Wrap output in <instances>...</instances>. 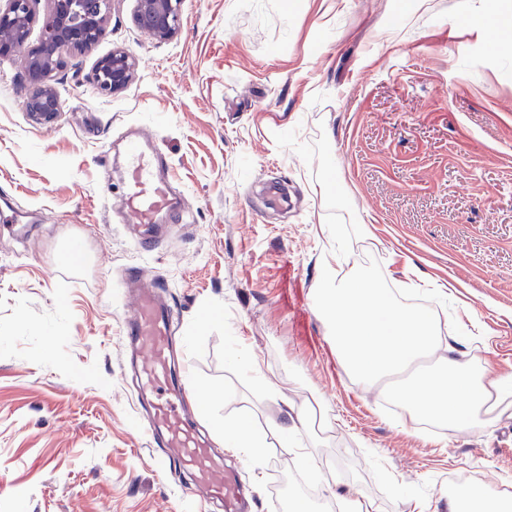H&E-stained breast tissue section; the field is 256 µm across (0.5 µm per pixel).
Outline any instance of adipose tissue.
Instances as JSON below:
<instances>
[{"instance_id":"obj_1","label":"adipose tissue","mask_w":512,"mask_h":512,"mask_svg":"<svg viewBox=\"0 0 512 512\" xmlns=\"http://www.w3.org/2000/svg\"><path fill=\"white\" fill-rule=\"evenodd\" d=\"M336 356L359 382L408 374L394 393L411 420L432 417L449 434L477 432L512 406V370L472 363L426 314L401 304L381 279L337 264L321 290ZM431 366L419 370L420 361ZM448 512H512V491L477 480L448 491Z\"/></svg>"}]
</instances>
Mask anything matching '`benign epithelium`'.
I'll use <instances>...</instances> for the list:
<instances>
[{
    "mask_svg": "<svg viewBox=\"0 0 512 512\" xmlns=\"http://www.w3.org/2000/svg\"><path fill=\"white\" fill-rule=\"evenodd\" d=\"M0 6V63L27 50V79L34 91L27 111L45 119L62 112L59 91L50 83L52 73L65 65V55L94 46L112 15V0H48L46 13L39 17L32 0H4ZM182 0H133L132 18L137 27L149 31L159 42L178 33ZM39 26L38 43L27 47L29 34ZM135 69L133 58L115 49L97 62L93 81L102 94L124 90Z\"/></svg>",
    "mask_w": 512,
    "mask_h": 512,
    "instance_id": "1",
    "label": "benign epithelium"
}]
</instances>
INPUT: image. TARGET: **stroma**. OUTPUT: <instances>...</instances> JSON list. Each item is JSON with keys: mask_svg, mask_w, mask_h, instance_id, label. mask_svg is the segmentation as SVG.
I'll use <instances>...</instances> for the list:
<instances>
[{"mask_svg": "<svg viewBox=\"0 0 512 512\" xmlns=\"http://www.w3.org/2000/svg\"><path fill=\"white\" fill-rule=\"evenodd\" d=\"M499 2L184 0L161 43L114 0L96 46L55 74L49 127L25 109L23 57L0 65V195L26 213L0 211V512H222L158 472L120 337L129 264L162 276L185 390L206 393L200 424L253 512H280L285 469L325 512L350 492L374 512H448L466 475L512 479V417L449 441L415 430L337 360L318 304L337 255L393 290L413 279L418 300L449 283L470 310L455 326L468 357L512 366V25L495 43L481 31ZM118 47L135 77L98 95L96 63ZM137 128L191 218L148 253L119 221ZM288 402L312 420L285 436ZM236 419L261 453L225 447Z\"/></svg>", "mask_w": 512, "mask_h": 512, "instance_id": "1", "label": "stroma"}]
</instances>
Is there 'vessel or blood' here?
<instances>
[{
	"label": "vessel or blood",
	"instance_id": "1",
	"mask_svg": "<svg viewBox=\"0 0 512 512\" xmlns=\"http://www.w3.org/2000/svg\"><path fill=\"white\" fill-rule=\"evenodd\" d=\"M148 137L139 132L127 141L123 185L126 223L147 228L141 248H150L156 225L174 218L185 222L172 196L174 174L163 155L147 149ZM127 290L121 338L135 354V397L146 412L152 443L165 448L170 460L189 475L204 502H218L224 512H250V495L238 473L226 469L224 458L201 432L202 400L187 402L186 391L174 370L176 325L171 307L157 286L147 284L140 265L122 270Z\"/></svg>",
	"mask_w": 512,
	"mask_h": 512
}]
</instances>
